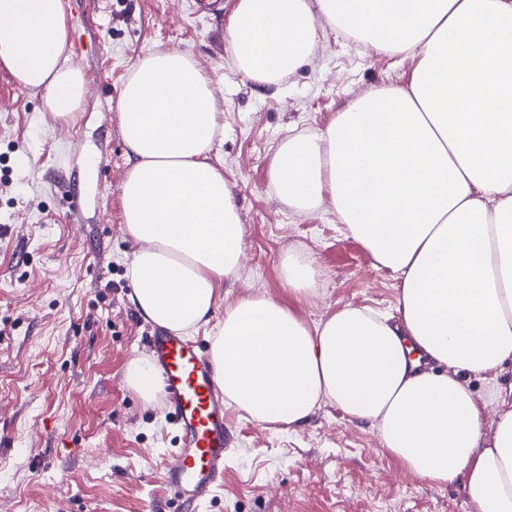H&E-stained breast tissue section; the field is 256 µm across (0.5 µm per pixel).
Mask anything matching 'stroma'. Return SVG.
Masks as SVG:
<instances>
[{"label": "stroma", "mask_w": 512, "mask_h": 512, "mask_svg": "<svg viewBox=\"0 0 512 512\" xmlns=\"http://www.w3.org/2000/svg\"><path fill=\"white\" fill-rule=\"evenodd\" d=\"M191 2L63 0L69 39L82 45L69 62L86 82L73 121L0 67V512H183L161 479L176 427L125 382L127 364L150 355L155 325L130 299L137 244L119 204L118 107L150 54L188 52L211 79L224 130L210 159L234 186L244 230L225 302L287 300L279 261L299 249L321 272L318 296L296 307L306 322L345 306L396 312L395 274L345 235L332 207L300 213L281 200L270 163L288 134L325 128L370 89L404 86L412 60L328 27L295 73L261 86L238 68L225 18L195 16ZM224 420V482L193 512H470L461 485L405 473L377 430L335 405L297 428L232 406Z\"/></svg>", "instance_id": "obj_1"}]
</instances>
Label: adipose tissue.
I'll list each match as a JSON object with an SVG mask.
<instances>
[{"mask_svg": "<svg viewBox=\"0 0 512 512\" xmlns=\"http://www.w3.org/2000/svg\"><path fill=\"white\" fill-rule=\"evenodd\" d=\"M322 20L415 66L404 87L284 140L270 177L299 211L330 204L397 275V317L346 306L310 325L267 294L224 304L243 226L209 160L222 129L210 80L179 50L142 60L119 105L130 164L119 197L140 244L133 304L177 334L223 309L215 381L255 422L295 428L335 404L376 428L407 472L461 483L471 512H512V402L485 434L469 384L512 361V0H238L224 38L250 80L277 85L306 61ZM68 45L62 0H0V66L47 90L61 119L86 92ZM280 275L296 300L318 291L304 254L285 253Z\"/></svg>", "mask_w": 512, "mask_h": 512, "instance_id": "adipose-tissue-1", "label": "adipose tissue"}]
</instances>
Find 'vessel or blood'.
Listing matches in <instances>:
<instances>
[{"mask_svg": "<svg viewBox=\"0 0 512 512\" xmlns=\"http://www.w3.org/2000/svg\"><path fill=\"white\" fill-rule=\"evenodd\" d=\"M151 344L168 414L182 443L161 477L175 497L192 506L224 478V399L202 346L167 331L156 333Z\"/></svg>", "mask_w": 512, "mask_h": 512, "instance_id": "b4317fda", "label": "vessel or blood"}]
</instances>
